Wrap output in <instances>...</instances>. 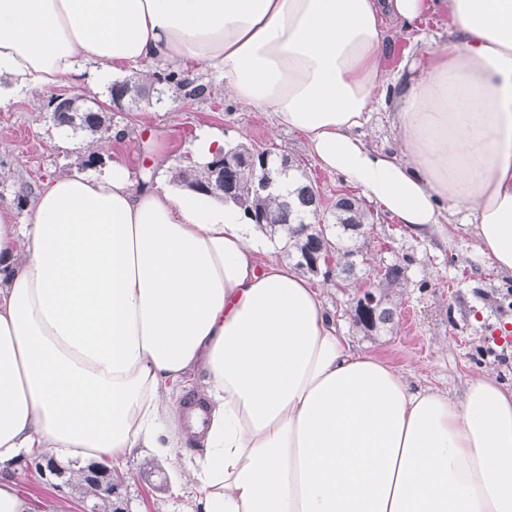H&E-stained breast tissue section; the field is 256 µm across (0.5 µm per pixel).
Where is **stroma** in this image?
<instances>
[{"instance_id":"stroma-1","label":"stroma","mask_w":512,"mask_h":512,"mask_svg":"<svg viewBox=\"0 0 512 512\" xmlns=\"http://www.w3.org/2000/svg\"><path fill=\"white\" fill-rule=\"evenodd\" d=\"M386 41L384 68L405 79L425 48L447 45L448 28L433 16L408 26H389ZM184 75L205 85V94L175 97L163 106L112 110L109 130L95 133H73L54 124L48 112L50 91L19 92L14 102L0 108V203L24 208L41 182L77 169L102 168L109 159L104 144L117 129L127 133L119 149L139 183L170 181L172 171L186 165L195 142L211 134L229 145L272 147L291 157L324 203L354 193V186L341 176L322 170L302 134L277 126L272 113L241 108L223 80L203 66L185 68ZM153 137L166 143L163 157L154 155L149 143ZM364 206L372 215V228L366 235L362 279L338 288L323 275L310 278L354 348L383 357L412 386L433 387L457 399L479 372L512 387V274L473 258L474 238L464 228L451 229L446 239H422L373 201ZM393 262L405 267L406 281L390 296L392 324L372 334L353 326L354 298L361 289L376 285L380 266ZM501 331L511 338L502 346L494 341ZM199 453L191 445L173 460L130 457L116 468L120 486L108 502H93L74 483L41 472L35 458L25 459L13 478L21 493L41 499L48 512H112L116 507L121 512H186L192 491L185 482V464Z\"/></svg>"}]
</instances>
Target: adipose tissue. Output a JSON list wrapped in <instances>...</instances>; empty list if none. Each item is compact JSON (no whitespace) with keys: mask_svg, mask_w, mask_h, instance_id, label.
<instances>
[{"mask_svg":"<svg viewBox=\"0 0 512 512\" xmlns=\"http://www.w3.org/2000/svg\"><path fill=\"white\" fill-rule=\"evenodd\" d=\"M429 13L448 44L397 98L399 151L375 149L359 131L386 104L385 22ZM190 63L418 236L470 210L476 256L512 273V0H0V107ZM26 209L0 204V512H46L10 476L24 457L174 456L194 378L192 512H512V389H413L242 213L136 184L118 153Z\"/></svg>","mask_w":512,"mask_h":512,"instance_id":"1","label":"adipose tissue"}]
</instances>
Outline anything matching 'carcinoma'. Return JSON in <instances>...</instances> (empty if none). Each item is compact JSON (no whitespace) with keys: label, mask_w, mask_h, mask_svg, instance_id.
<instances>
[{"label":"carcinoma","mask_w":512,"mask_h":512,"mask_svg":"<svg viewBox=\"0 0 512 512\" xmlns=\"http://www.w3.org/2000/svg\"><path fill=\"white\" fill-rule=\"evenodd\" d=\"M168 82L178 89L185 90L188 97L203 93L204 87L197 85L189 87V82L182 79L174 71L165 76ZM118 92L121 97H127L134 103L150 101L151 87L144 83L130 80L120 83ZM51 119L56 125L68 127L72 131L103 129V119L100 112L83 107L77 99L64 98L51 109ZM256 150L243 144H238L224 151V167L216 169L217 162L199 164L192 167H181L172 175V181L189 188H203L210 195L224 199L243 211L250 221L261 220L263 225L280 234L284 241L287 256L296 260V265L307 267L302 257L307 252L320 255L333 254L340 260L336 270L337 283L350 281L355 276L357 267L364 261L359 237L347 234V228H357L366 231L368 214L358 201L348 195L339 196L330 206L334 222L322 223L323 216L321 200L314 187L309 182H299L288 197L279 200L270 195H256L255 183L257 172L253 166ZM297 169L285 155L269 150V155L263 165V172L275 179L280 175ZM382 284L380 290H369L365 296L373 302V317L376 324L385 325L392 320L393 312L385 307L389 296L388 289L398 288L405 279V268L398 262L386 264L376 272ZM82 474V493L87 497L100 500L112 498L115 490L100 486L96 481L85 476V469H78Z\"/></svg>","instance_id":"obj_1"}]
</instances>
